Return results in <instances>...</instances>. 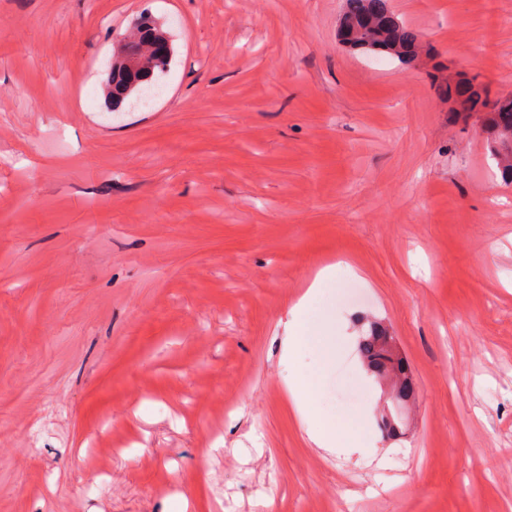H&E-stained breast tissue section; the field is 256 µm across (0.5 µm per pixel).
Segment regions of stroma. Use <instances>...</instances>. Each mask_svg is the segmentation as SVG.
I'll return each mask as SVG.
<instances>
[{
    "label": "stroma",
    "instance_id": "1",
    "mask_svg": "<svg viewBox=\"0 0 512 512\" xmlns=\"http://www.w3.org/2000/svg\"><path fill=\"white\" fill-rule=\"evenodd\" d=\"M427 64L338 44L342 0H0V512H512V185L433 72L512 95V0H391ZM175 55L151 108L96 90L142 9ZM331 275L288 396L290 308ZM330 268L321 269L313 282L292 306L288 321V336H285L286 360L288 362V391L297 409L310 414L315 403L318 378L312 374L303 372L296 367V357L303 345L311 336H306L301 327L303 317L307 314L319 293V284L330 275ZM382 327L376 323L371 322L369 325L368 332L362 337L360 342V353L362 358L370 363L375 369H380L385 365L387 360L386 356L383 355L377 342L381 336ZM363 430L361 423L357 422V431L355 432L357 441L360 440V434ZM309 438L317 448H326L328 450H344L347 452H359L363 448L360 447V443L357 441L352 442L347 448L340 447L336 441V430L333 425L323 422L319 419V422L309 431Z\"/></svg>",
    "mask_w": 512,
    "mask_h": 512
}]
</instances>
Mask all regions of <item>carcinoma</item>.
<instances>
[{
	"label": "carcinoma",
	"mask_w": 512,
	"mask_h": 512,
	"mask_svg": "<svg viewBox=\"0 0 512 512\" xmlns=\"http://www.w3.org/2000/svg\"><path fill=\"white\" fill-rule=\"evenodd\" d=\"M338 37L360 54L383 55L400 62L414 60L422 51L420 33L395 15L390 0H346ZM168 42V32L147 12L130 24L102 84L109 111L118 112L130 102L147 104L148 91L158 87L159 78L171 64ZM438 91L462 120L475 117L488 128L487 150L503 179L512 183V97L492 98L485 87L472 80H443ZM381 332L382 327L372 322L360 342L361 357L375 369L386 362L378 346Z\"/></svg>",
	"instance_id": "1"
}]
</instances>
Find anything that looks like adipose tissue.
<instances>
[{
  "label": "adipose tissue",
  "instance_id": "1",
  "mask_svg": "<svg viewBox=\"0 0 512 512\" xmlns=\"http://www.w3.org/2000/svg\"><path fill=\"white\" fill-rule=\"evenodd\" d=\"M329 269H321L317 275L316 283L310 284L304 294L292 306L290 310L291 319L288 323V334L285 338L286 360L288 367V391L294 405L299 411L310 412L315 403L318 379L316 376L303 372L296 367V357L303 345L308 341L301 322L307 314L319 293L318 281L328 278Z\"/></svg>",
  "mask_w": 512,
  "mask_h": 512
}]
</instances>
